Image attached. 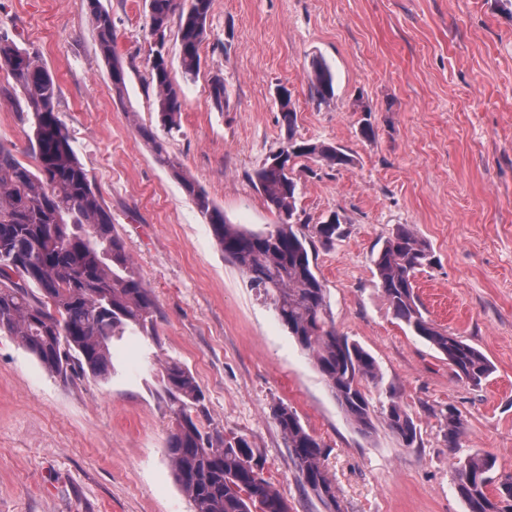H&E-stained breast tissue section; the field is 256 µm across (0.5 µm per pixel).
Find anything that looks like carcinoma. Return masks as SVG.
Instances as JSON below:
<instances>
[{
  "mask_svg": "<svg viewBox=\"0 0 512 512\" xmlns=\"http://www.w3.org/2000/svg\"><path fill=\"white\" fill-rule=\"evenodd\" d=\"M147 2L153 31L166 35L173 19L179 20L183 77L194 80L212 0ZM87 5L99 51L112 62L113 90L122 99L126 74L114 51L112 17L100 0H87ZM0 62L15 81V104L28 125V150L35 163L32 169L25 166L12 147L0 142V334L19 338L49 374L63 381L77 374L106 379L113 369V341L128 329L153 335L155 299L135 272L110 210L72 149L59 117L54 77L36 55L4 33ZM309 78L321 99L332 97L333 75L323 61L312 62ZM149 84L155 90L157 124L172 137L181 129L182 88L171 80L167 60L150 62ZM281 121L288 160L306 157L330 168L350 163L333 144L296 140L294 109L281 107ZM139 133L207 220L225 257L248 276L251 287L270 297L278 319L312 357L345 414L361 433L371 432L364 385L381 388L382 373L367 351L336 331L327 290L313 263L315 242H333L341 224L301 220L293 169L270 157L255 170L252 182L277 213V224L266 232L230 224L157 133L148 128ZM432 259L430 246L400 225L374 259L378 286L395 317L443 354L459 380L478 387L492 372L488 359L460 337L439 330L415 292L416 274ZM162 368L163 392L174 418L166 447L175 480L194 512H291L264 477L265 462L245 436L204 426L205 396L190 370L175 359ZM387 393L386 425L404 447L412 448L416 425L393 390ZM273 417L304 492L327 512H340L321 442L289 406L274 407ZM440 422L448 448L461 447L466 430L456 409L441 412ZM496 471V459L486 453L471 455L456 468L454 490L466 512H512V475L498 478Z\"/></svg>",
  "mask_w": 512,
  "mask_h": 512,
  "instance_id": "carcinoma-1",
  "label": "carcinoma"
}]
</instances>
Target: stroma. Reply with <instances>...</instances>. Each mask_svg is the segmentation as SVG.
<instances>
[{
  "mask_svg": "<svg viewBox=\"0 0 512 512\" xmlns=\"http://www.w3.org/2000/svg\"><path fill=\"white\" fill-rule=\"evenodd\" d=\"M101 4L126 70L121 99L86 0H0V32L59 85L72 148L159 317L154 335L130 330L114 343L105 379L61 382L17 337L0 335V512H194L167 456L160 365L170 358L195 376L211 426L261 452L291 512L326 510L303 492L272 414L281 403L324 444L342 512H466L453 489L460 461L480 450L512 473V0H212L189 83L177 35L167 44L183 86L182 133L167 149L228 222L262 232L277 221L251 177L285 141L279 89L294 103L297 139L351 156L333 169L297 159L296 206L314 223L340 219L341 234L315 253L333 321L377 361L417 426L414 448L387 427L388 399L370 385L374 429L358 431L157 163L139 134L156 125L145 0ZM316 58L333 74L326 100L308 81ZM401 224L433 250L416 276L430 319L492 365L481 387L459 381L376 286L374 258ZM448 406L466 424L453 451L437 418Z\"/></svg>",
  "mask_w": 512,
  "mask_h": 512,
  "instance_id": "obj_1",
  "label": "stroma"
}]
</instances>
